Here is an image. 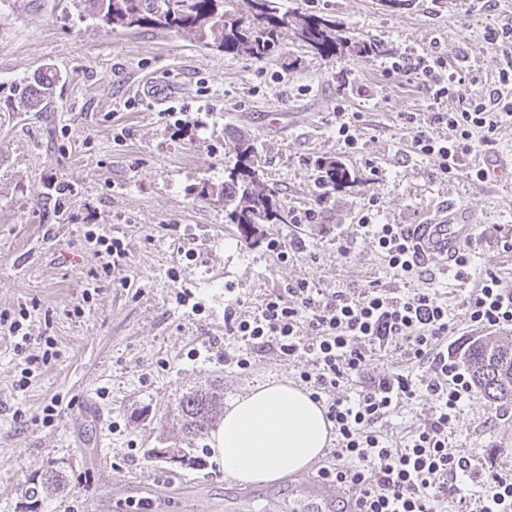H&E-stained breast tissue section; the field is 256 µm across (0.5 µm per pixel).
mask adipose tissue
I'll return each mask as SVG.
<instances>
[{"instance_id": "adipose-tissue-1", "label": "adipose tissue", "mask_w": 512, "mask_h": 512, "mask_svg": "<svg viewBox=\"0 0 512 512\" xmlns=\"http://www.w3.org/2000/svg\"><path fill=\"white\" fill-rule=\"evenodd\" d=\"M331 440L332 424L309 391L264 378L229 402L210 447L225 477L270 483L308 470Z\"/></svg>"}]
</instances>
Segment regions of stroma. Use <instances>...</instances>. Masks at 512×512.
Listing matches in <instances>:
<instances>
[{
    "mask_svg": "<svg viewBox=\"0 0 512 512\" xmlns=\"http://www.w3.org/2000/svg\"><path fill=\"white\" fill-rule=\"evenodd\" d=\"M289 11L332 14L351 33L374 38L389 53L439 40L449 71L470 70L487 92L503 64L483 42L485 26L512 19V0L492 14L469 13L463 0H406L388 11L381 0H281ZM289 69L201 47L193 39L153 28L107 32L80 17L70 0H0V97L42 65L56 71L53 99L39 112L0 111V312L27 306L32 336L57 339L58 353L40 364L26 390H16L20 361L0 334V512H85L86 499L110 501L115 488L138 477L154 481L159 497L186 500L188 512H213L233 481L211 458L207 439H185L196 466L149 458L171 446L176 403L185 393L219 385L225 399L246 393L264 376L294 378L273 352L248 371L224 364L227 299L257 301L299 278L328 290L372 282L398 287L372 239L356 230L366 197L379 192L392 224L430 223L453 207L482 235L478 271L492 270L512 288V187L475 185L465 172L444 177L439 161L407 147L401 115L425 111L426 93L401 72L383 73L378 59L321 57L284 33ZM150 84L176 89L169 102L142 95ZM367 85L369 99L356 93ZM361 113L358 144L348 148L333 131L337 103ZM280 113L278 126L262 111ZM250 135L268 186L288 206H313V164H345L363 186L333 193L320 223L300 228L266 224L264 240L247 241L224 210L200 198L203 180L223 182L236 157L230 134ZM104 224L128 245L123 288L97 281L81 294L99 260L83 236ZM343 231L350 258L332 238ZM298 236L308 253L280 262L266 239ZM192 301L180 305L179 292ZM86 392L103 407L100 431L73 411ZM57 401V413L43 409ZM430 414L418 392L382 424L394 444L406 442ZM450 447L475 468L512 471V403L490 406L476 390L459 404ZM61 472L67 488L31 504L29 480Z\"/></svg>",
    "mask_w": 512,
    "mask_h": 512,
    "instance_id": "obj_1",
    "label": "stroma"
}]
</instances>
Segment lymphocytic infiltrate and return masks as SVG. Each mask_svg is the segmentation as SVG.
Returning a JSON list of instances; mask_svg holds the SVG:
<instances>
[{
	"label": "lymphocytic infiltrate",
	"mask_w": 512,
	"mask_h": 512,
	"mask_svg": "<svg viewBox=\"0 0 512 512\" xmlns=\"http://www.w3.org/2000/svg\"><path fill=\"white\" fill-rule=\"evenodd\" d=\"M485 42L500 50L505 65L489 95L464 96L438 50L393 54L381 61L384 72L405 73L430 100L424 117L408 113L411 151L440 161L441 174L453 173L460 161L480 147H493L501 130L512 126V22L486 28ZM380 200L370 195L360 209L358 226L376 243L395 279L397 293L371 283L327 293L298 279L273 290L254 308L237 299L224 306V332L234 344L225 351L226 366L251 368L256 357L276 351L282 362L298 367V378L314 398L323 399L336 444L328 451L322 477L357 488L356 512H444L455 500L450 477L463 474L480 483L484 493L471 512H512V473L473 470L468 457L448 446L460 400L469 388L456 358L448 350L454 313L425 281L430 269L419 261L420 242L406 224L379 223ZM94 244L104 276H123L127 246L102 227L84 233ZM470 322L487 329L512 325V289L486 271L462 301ZM26 309L0 315V332L24 352L17 390L28 388L40 362L26 354L32 338ZM393 346L423 372L373 374L376 349ZM358 381L355 398L337 396L343 384ZM425 389L431 413L404 446L392 447L379 425L394 410Z\"/></svg>",
	"instance_id": "lymphocytic-infiltrate-1"
}]
</instances>
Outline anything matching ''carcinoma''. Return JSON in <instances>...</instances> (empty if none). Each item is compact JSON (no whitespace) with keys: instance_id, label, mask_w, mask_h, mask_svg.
Listing matches in <instances>:
<instances>
[{"instance_id":"obj_1","label":"carcinoma","mask_w":512,"mask_h":512,"mask_svg":"<svg viewBox=\"0 0 512 512\" xmlns=\"http://www.w3.org/2000/svg\"><path fill=\"white\" fill-rule=\"evenodd\" d=\"M84 17L108 31L152 27L195 39L204 47L264 61L285 56L282 33L292 32L295 41L313 53L329 56L338 52L362 59L385 53L374 39L354 37L332 15L290 14L280 0H73ZM56 75L49 70L32 74L17 99L15 108L31 111L50 100ZM236 164L221 184L202 183L199 196L216 200L224 207L227 224H236L251 234L259 224H287L288 206L276 190L268 187L255 165L253 139L242 133L231 136ZM314 181L322 194H331L360 180L345 165L321 159L314 165ZM469 383L493 405L512 402V345L497 336H480L462 353ZM181 433L203 438L224 417V395L215 389L196 390L177 403ZM65 486L62 475L48 472L32 480L24 493L36 503L48 488Z\"/></svg>"}]
</instances>
